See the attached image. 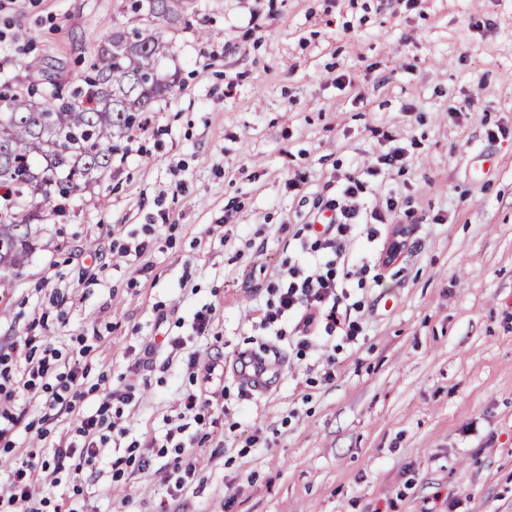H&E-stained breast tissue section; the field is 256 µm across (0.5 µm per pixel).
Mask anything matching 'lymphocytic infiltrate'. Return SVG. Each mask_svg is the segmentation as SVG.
Listing matches in <instances>:
<instances>
[{"mask_svg": "<svg viewBox=\"0 0 512 512\" xmlns=\"http://www.w3.org/2000/svg\"><path fill=\"white\" fill-rule=\"evenodd\" d=\"M364 178L345 177L335 198L323 205L328 212L325 221L294 234L293 256L265 286L268 299L261 324L278 331L293 323L300 347H308L312 336L321 332L329 336L339 332L349 338L360 332L359 321L351 319L345 307L350 295L343 283L353 278L358 286H365L371 280L372 267L366 258L356 255L354 237L382 241L389 262L404 246L403 230L384 240L379 237L381 226L400 211L399 198L389 195L381 202L367 200ZM91 350V345L82 343L62 355L48 346L35 349L28 337L21 344H10L8 351H0V441L5 446H12L26 421L27 411L18 402L20 395L41 391L46 395L47 410L74 411L83 397L82 363ZM134 399L133 383L109 388L96 410L82 414L71 436L52 443L49 455L31 452L13 464L11 482L0 487V512H52L51 500L40 490L42 482L62 474L71 462L81 469L96 467L104 458L109 432L120 425L112 414L113 406H127Z\"/></svg>", "mask_w": 512, "mask_h": 512, "instance_id": "obj_1", "label": "lymphocytic infiltrate"}]
</instances>
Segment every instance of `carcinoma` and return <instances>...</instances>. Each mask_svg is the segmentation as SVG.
Segmentation results:
<instances>
[{
	"label": "carcinoma",
	"instance_id": "obj_1",
	"mask_svg": "<svg viewBox=\"0 0 512 512\" xmlns=\"http://www.w3.org/2000/svg\"><path fill=\"white\" fill-rule=\"evenodd\" d=\"M178 2L132 0L141 25L108 35L67 97L0 92V274L19 273L45 217L112 169L118 140L172 89L159 76L170 46L156 23L177 16Z\"/></svg>",
	"mask_w": 512,
	"mask_h": 512
}]
</instances>
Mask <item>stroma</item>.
Listing matches in <instances>:
<instances>
[{
    "mask_svg": "<svg viewBox=\"0 0 512 512\" xmlns=\"http://www.w3.org/2000/svg\"><path fill=\"white\" fill-rule=\"evenodd\" d=\"M133 25L122 0H0V91H66ZM161 29L171 91L0 278V344L92 343L83 407L139 368L128 435L44 495L78 512H512V0H181ZM393 139L409 164L375 189L403 201L408 239L351 292L361 335L304 350L293 328L271 335L255 274L276 272L314 204ZM244 353L274 363L247 400ZM194 354L222 357L224 377L179 435L202 451L193 481L167 499L156 452L113 481L130 441L166 444L167 417L202 387Z\"/></svg>",
    "mask_w": 512,
    "mask_h": 512,
    "instance_id": "1",
    "label": "stroma"
}]
</instances>
